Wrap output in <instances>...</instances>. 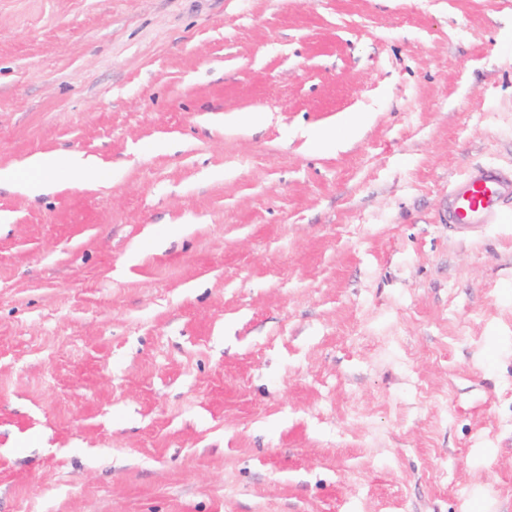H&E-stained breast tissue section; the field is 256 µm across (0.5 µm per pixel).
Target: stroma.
I'll use <instances>...</instances> for the list:
<instances>
[{
	"mask_svg": "<svg viewBox=\"0 0 512 512\" xmlns=\"http://www.w3.org/2000/svg\"><path fill=\"white\" fill-rule=\"evenodd\" d=\"M34 153L111 178L0 182V512H512V0H0ZM28 166L39 173L25 189L32 194H42L56 190L61 185L60 175L64 174L68 182L80 180L87 172L95 170L99 173V182L108 180L107 167L93 156L73 153L60 158H48L36 153L28 159ZM512 221V179L492 165L468 168L448 188V224L469 234Z\"/></svg>",
	"mask_w": 512,
	"mask_h": 512,
	"instance_id": "obj_1",
	"label": "stroma"
}]
</instances>
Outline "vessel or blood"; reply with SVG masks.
<instances>
[{"instance_id": "1", "label": "vessel or blood", "mask_w": 512, "mask_h": 512, "mask_svg": "<svg viewBox=\"0 0 512 512\" xmlns=\"http://www.w3.org/2000/svg\"><path fill=\"white\" fill-rule=\"evenodd\" d=\"M512 221V179L491 165L468 168L448 189V222L469 234Z\"/></svg>"}]
</instances>
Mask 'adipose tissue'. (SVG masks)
Wrapping results in <instances>:
<instances>
[{
    "instance_id": "obj_1",
    "label": "adipose tissue",
    "mask_w": 512,
    "mask_h": 512,
    "mask_svg": "<svg viewBox=\"0 0 512 512\" xmlns=\"http://www.w3.org/2000/svg\"><path fill=\"white\" fill-rule=\"evenodd\" d=\"M28 166L36 171V178L26 186L28 192L42 194L56 190L62 180L81 179L89 171H97L100 181H107L108 169L97 158L73 153L60 158H50L37 153L28 160Z\"/></svg>"
}]
</instances>
